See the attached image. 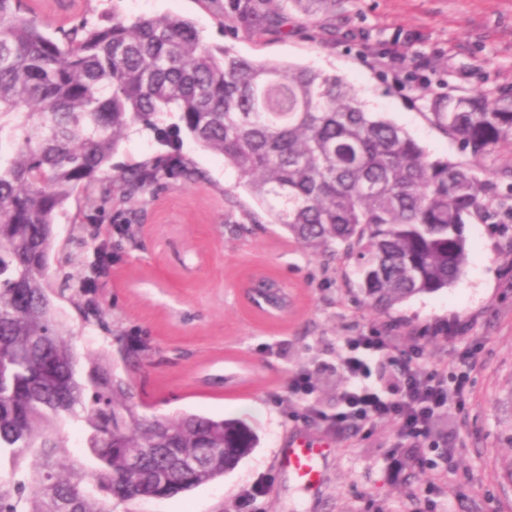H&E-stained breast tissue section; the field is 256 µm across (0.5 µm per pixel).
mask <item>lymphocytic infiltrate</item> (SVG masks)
Returning <instances> with one entry per match:
<instances>
[{
    "label": "lymphocytic infiltrate",
    "mask_w": 512,
    "mask_h": 512,
    "mask_svg": "<svg viewBox=\"0 0 512 512\" xmlns=\"http://www.w3.org/2000/svg\"><path fill=\"white\" fill-rule=\"evenodd\" d=\"M344 346L345 386L335 411L326 412L313 400L315 384L302 372L290 381L295 418L318 422L339 436L365 434L377 422H390L398 441L389 456L399 460L433 436L437 415L466 403L473 369L466 356L452 357L450 367L431 368L422 348L397 353L394 337L374 328L345 337Z\"/></svg>",
    "instance_id": "lymphocytic-infiltrate-1"
}]
</instances>
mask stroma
<instances>
[{
  "label": "stroma",
  "instance_id": "1",
  "mask_svg": "<svg viewBox=\"0 0 512 512\" xmlns=\"http://www.w3.org/2000/svg\"><path fill=\"white\" fill-rule=\"evenodd\" d=\"M43 31L61 38L80 22L107 16L134 21L177 15L192 20L203 43L260 62L305 66L343 77L367 109L407 131L432 156L497 176L488 198L497 220L465 226L468 261L446 289L391 308L366 301L356 261L304 248L239 183L223 155L188 136L168 143L133 127L113 157L135 164L180 153L198 173L176 176L140 194L122 212L85 208L73 197L54 226L55 252L82 266L92 257L76 225H86L112 258L92 291L104 325L86 322L74 289L58 299L78 352H118L138 341L141 363L128 378L150 413L184 412L240 418L257 445L224 477L165 500L114 505L113 512H512V146L474 159L436 125L431 95L475 91L512 100V0H339L336 10L281 12L246 27L228 0H22ZM402 51L401 79L374 65ZM127 225L120 236L118 225ZM276 279L292 305L277 319L251 308L252 277ZM372 327L389 330L399 350L422 347L428 366L451 352L472 351L471 394L464 410L444 416L439 445L421 449L422 463L394 466L387 457L396 428L378 423L371 435L335 436L290 417L288 387L311 372L315 398L334 411L344 385L342 338ZM444 327L447 337H427ZM328 443L324 480L310 491L279 470L277 455L293 436ZM452 449L453 467L440 461Z\"/></svg>",
  "mask_w": 512,
  "mask_h": 512
}]
</instances>
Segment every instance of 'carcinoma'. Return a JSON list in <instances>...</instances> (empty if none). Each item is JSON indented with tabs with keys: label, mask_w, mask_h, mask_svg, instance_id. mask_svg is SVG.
<instances>
[{
	"label": "carcinoma",
	"mask_w": 512,
	"mask_h": 512,
	"mask_svg": "<svg viewBox=\"0 0 512 512\" xmlns=\"http://www.w3.org/2000/svg\"><path fill=\"white\" fill-rule=\"evenodd\" d=\"M242 0L241 18L267 19ZM336 0H283L311 14ZM432 119L475 158L512 144V104L483 93L430 98ZM185 133L224 155L253 200L314 252L344 244L358 288L391 308L452 285L468 254L465 224L496 217L493 182L467 165L433 158L406 131L366 109L336 74L270 65L204 44L184 17L118 18L49 37L17 0H0V512H112V503L163 500L213 482L256 445L241 419L140 412L112 354L79 356L55 304L54 224L107 173L115 200L131 202L190 170L179 154L119 168L112 157L139 125ZM110 257L97 246L63 273L86 297ZM262 306L288 308L272 279ZM82 422L84 454L69 452L64 425Z\"/></svg>",
	"instance_id": "1"
}]
</instances>
